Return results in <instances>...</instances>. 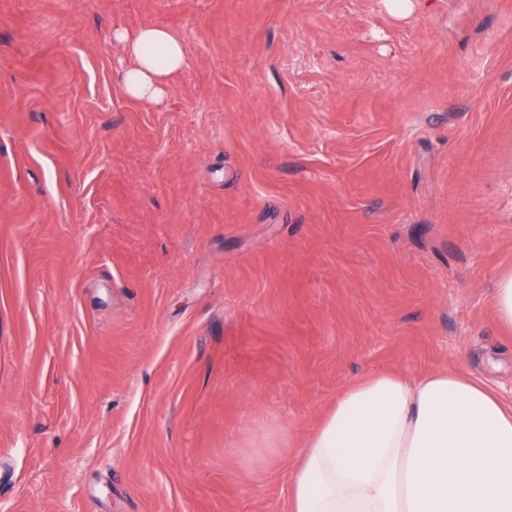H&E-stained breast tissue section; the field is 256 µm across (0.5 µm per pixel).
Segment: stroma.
<instances>
[{"label":"stroma","mask_w":512,"mask_h":512,"mask_svg":"<svg viewBox=\"0 0 512 512\" xmlns=\"http://www.w3.org/2000/svg\"><path fill=\"white\" fill-rule=\"evenodd\" d=\"M508 269L512 0H0V512H289L368 374L512 403ZM112 39L126 62L121 77L122 91L133 102L160 101L170 82L187 66L184 40L166 26L143 24L117 28ZM494 301L500 322L512 326V271L506 272L497 280Z\"/></svg>","instance_id":"obj_1"}]
</instances>
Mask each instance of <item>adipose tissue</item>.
Here are the masks:
<instances>
[{"label": "adipose tissue", "mask_w": 512, "mask_h": 512, "mask_svg": "<svg viewBox=\"0 0 512 512\" xmlns=\"http://www.w3.org/2000/svg\"><path fill=\"white\" fill-rule=\"evenodd\" d=\"M121 86L160 101L186 45L156 24L118 28ZM290 512H512V405L475 379L371 374L344 388L308 438Z\"/></svg>", "instance_id": "adipose-tissue-1"}]
</instances>
